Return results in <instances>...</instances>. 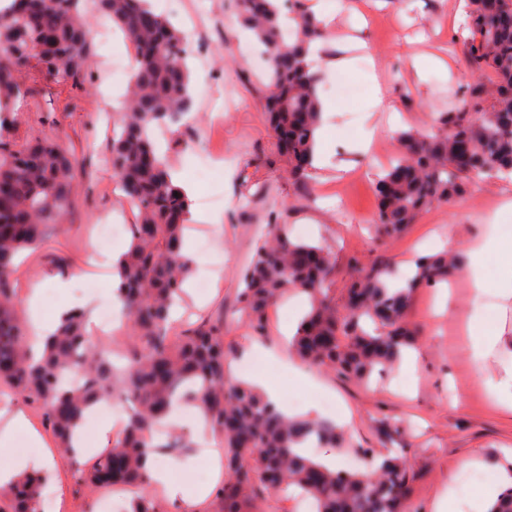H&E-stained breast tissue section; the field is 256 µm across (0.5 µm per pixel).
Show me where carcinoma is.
Listing matches in <instances>:
<instances>
[{
	"instance_id": "carcinoma-1",
	"label": "carcinoma",
	"mask_w": 512,
	"mask_h": 512,
	"mask_svg": "<svg viewBox=\"0 0 512 512\" xmlns=\"http://www.w3.org/2000/svg\"><path fill=\"white\" fill-rule=\"evenodd\" d=\"M30 14L0 10V383L41 405L61 450L78 458L76 435L89 411L111 395L130 394L134 406L110 448L81 472L95 488L133 490L127 512H165L151 489L148 462L161 447L154 429L171 409L200 411L224 443V481L206 512H264L271 497L288 490L310 498L315 512H406L411 475L399 452H387L367 470L329 469L307 448H342L345 438L326 419L290 418L256 387L229 375L231 346L226 321L195 323L174 331L171 312L184 296L195 260L184 251L192 201L171 176L168 154L153 138L154 127L180 125L193 96L185 35L156 14L149 0H95V9L122 29L139 50L128 95L112 114V175L138 211L131 242L113 264L117 302L127 310L131 348L119 365L86 337L79 310L61 318L32 352L27 326L15 304L16 258L43 241L46 228L62 227L76 174L68 156L50 139L21 145L10 136L12 104L25 96L22 73L86 81L95 53V15L89 0H29ZM237 0L241 24L267 56L263 73L269 123L296 182L315 160L322 125L320 72L309 57L328 32L304 0ZM469 70L491 80L475 81L465 95L432 113L426 133L396 135L397 154L377 182L376 232L403 234L424 213L447 207L466 191L461 158L491 176L512 175V27L496 13L512 12V0H468ZM464 255L420 256L398 277L386 257L351 267L346 294L333 288L338 267L326 247L291 238L287 225L268 223L241 276L239 319L264 333L268 311L291 292L310 308L289 348L300 359L369 383L415 345L418 330L408 315L414 293L459 273ZM80 370L85 383L70 387L62 377ZM41 477L24 475L0 492V512H38Z\"/></svg>"
}]
</instances>
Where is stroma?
I'll return each mask as SVG.
<instances>
[{
	"label": "stroma",
	"instance_id": "obj_1",
	"mask_svg": "<svg viewBox=\"0 0 512 512\" xmlns=\"http://www.w3.org/2000/svg\"><path fill=\"white\" fill-rule=\"evenodd\" d=\"M460 0H307L329 17L330 50L343 54L344 70H324V83L343 79L359 93L352 101L331 99L334 109L319 141L321 166L305 183L289 179L284 157L269 126L260 73L239 51L248 37L239 26L234 0H185L183 13L195 16L221 11L223 29L189 31L194 52L192 70L193 113L196 131L208 149L224 158L223 177L199 181L195 172L200 158L190 143L170 154L182 181L194 192L192 222L213 240L212 257L221 266L206 291L188 286L189 298L179 309L181 322L196 323L234 316L240 274L248 266L258 236L270 219L286 224L291 235L330 248L340 272L336 290H343L350 258L370 262L376 255L391 258L408 269L421 254L439 250L445 243L463 251L480 237L512 224V208L485 211L481 202L493 197L512 198V180L470 179L467 194L454 206L425 213L405 234L376 239L370 229L377 211L373 181L383 166L379 154L395 152L396 133L423 129L431 122L432 104L447 94H463L473 76L468 69L463 39L466 14ZM103 49L90 62L92 76L83 88L73 90L53 79L39 78L32 95L14 107L22 135L49 137L65 149L76 168V189L65 218L64 231H49L42 243L27 251L14 282L17 302L43 287L44 315H51L58 300L50 287L54 278L82 273L73 294L95 305L112 302V253L125 249L127 239L99 247L96 229L103 216L118 207L112 190V172L104 166L112 146V130L102 114L98 75ZM226 99L224 122L210 127L207 115L216 92ZM383 92L385 106L374 104ZM268 184L270 200L247 201L246 183ZM205 197L222 199L224 207L203 210ZM470 282L460 276L449 285L418 289L409 315L420 330L417 346L400 364L374 376L365 386L322 366H312L294 355H281L285 329L294 327L305 300L293 296L270 314L267 335L254 337L244 325H234L224 340L236 359H259L269 364L263 380L272 385L291 413L302 412L309 399L323 395L333 402L327 419L352 413L344 430L349 445L337 449L342 468L366 467V453L401 449L413 476L410 512H435L439 495L454 489L468 500L486 484L493 471L512 463V412L495 405L490 388L504 367L512 365V350L496 351L477 372L466 328L475 314ZM0 397L13 410L23 412L28 429L36 430L43 447L32 448L27 464L42 467L46 485L56 498L45 512H99L98 489L81 484L73 460L59 452L57 441L45 425L42 409L12 397L0 385ZM480 458L484 466L462 484L460 463ZM171 468L182 485L200 484L212 466L207 449L174 455L160 450L156 457Z\"/></svg>",
	"mask_w": 512,
	"mask_h": 512
}]
</instances>
